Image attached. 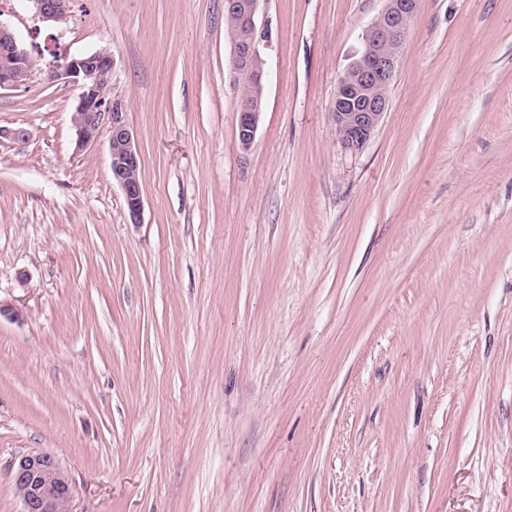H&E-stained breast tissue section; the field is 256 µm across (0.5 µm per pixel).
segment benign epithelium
I'll return each instance as SVG.
<instances>
[{
  "label": "benign epithelium",
  "instance_id": "7a95c632",
  "mask_svg": "<svg viewBox=\"0 0 512 512\" xmlns=\"http://www.w3.org/2000/svg\"><path fill=\"white\" fill-rule=\"evenodd\" d=\"M36 16L61 24L68 17V0H31ZM262 0H225L232 20L229 47L233 74L242 68L251 76L249 91H240L238 138L242 148L255 139L264 111L266 82L264 48L268 28L259 22ZM384 7L362 33V48L340 76L330 111L336 140L347 152L360 151L372 138L389 106L391 85L404 52L408 26L418 0H383ZM36 64L10 27L0 22V90L31 79ZM114 53L107 48L58 63L47 71L50 81L66 80L79 90L72 113L76 147L81 150L105 136L112 181L122 190L131 223H140L144 188L139 178L141 158L136 132L127 119L124 99L112 94ZM21 512H73L72 485L51 454L31 451L11 464Z\"/></svg>",
  "mask_w": 512,
  "mask_h": 512
}]
</instances>
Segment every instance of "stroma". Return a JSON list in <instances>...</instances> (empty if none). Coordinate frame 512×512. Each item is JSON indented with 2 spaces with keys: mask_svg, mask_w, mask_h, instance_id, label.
I'll list each match as a JSON object with an SVG mask.
<instances>
[{
  "mask_svg": "<svg viewBox=\"0 0 512 512\" xmlns=\"http://www.w3.org/2000/svg\"><path fill=\"white\" fill-rule=\"evenodd\" d=\"M383 0H262L238 139L224 0H31L0 91V512L53 454L73 512H512V0H419L368 145L330 104ZM110 48L144 205L78 89ZM23 127L26 141L9 137ZM41 22L61 24L68 17V0H31ZM0 90L11 89L31 79L36 64L18 42L10 27L0 21ZM114 53L102 48L58 63L46 73L50 81L66 80L79 90L72 113L76 147L82 150L102 136L108 140L112 182L122 190L131 223H140L144 188L138 176L141 158L136 132L127 119L124 99L112 95Z\"/></svg>",
  "mask_w": 512,
  "mask_h": 512,
  "instance_id": "obj_1",
  "label": "stroma"
}]
</instances>
